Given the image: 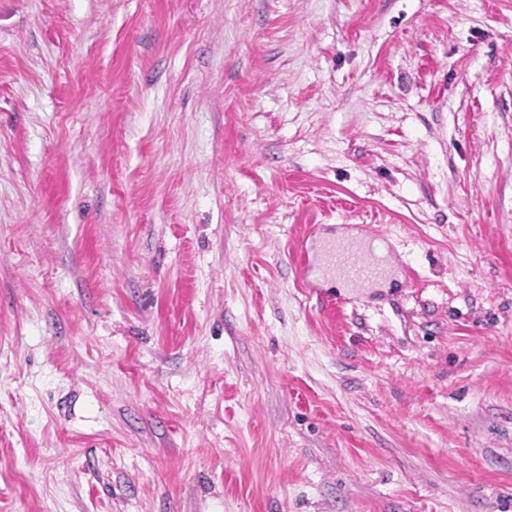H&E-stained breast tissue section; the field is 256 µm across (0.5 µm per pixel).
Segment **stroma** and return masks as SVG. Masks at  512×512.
<instances>
[{
    "label": "stroma",
    "instance_id": "obj_1",
    "mask_svg": "<svg viewBox=\"0 0 512 512\" xmlns=\"http://www.w3.org/2000/svg\"><path fill=\"white\" fill-rule=\"evenodd\" d=\"M0 512H512V0H0ZM367 251L353 249L351 246L334 249L325 259L323 270L330 272L333 268L353 282H366L379 277L383 270L372 259H366Z\"/></svg>",
    "mask_w": 512,
    "mask_h": 512
}]
</instances>
